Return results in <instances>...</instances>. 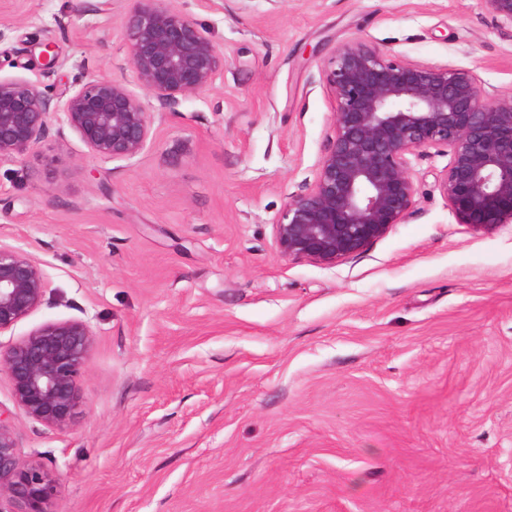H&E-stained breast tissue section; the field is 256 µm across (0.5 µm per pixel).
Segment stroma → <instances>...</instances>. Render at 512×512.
<instances>
[{"label": "stroma", "mask_w": 512, "mask_h": 512, "mask_svg": "<svg viewBox=\"0 0 512 512\" xmlns=\"http://www.w3.org/2000/svg\"><path fill=\"white\" fill-rule=\"evenodd\" d=\"M224 49L132 161L51 127L0 165V245L42 269L0 333L92 331L73 423L15 404L55 512H512V224L458 223L449 156L411 158L403 223L333 266L282 256L273 224L333 135L325 68L363 40L512 95V35L486 0H173ZM127 0H0V75L51 93L131 82ZM54 41L61 67L44 70Z\"/></svg>", "instance_id": "stroma-1"}]
</instances>
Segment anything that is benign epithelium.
<instances>
[{
    "label": "benign epithelium",
    "instance_id": "obj_1",
    "mask_svg": "<svg viewBox=\"0 0 512 512\" xmlns=\"http://www.w3.org/2000/svg\"><path fill=\"white\" fill-rule=\"evenodd\" d=\"M124 19L135 88L84 72L77 88L51 95L37 79L0 77V165L24 157L52 124L74 130L90 155L132 160L147 149L163 106L200 95L224 77V51L168 0H128ZM512 31V0H486ZM326 80L335 99L333 136L306 191L288 197L273 224L282 255L326 266L361 254L416 205L410 156L444 148L440 188L458 223L512 224V95L496 98L470 71L407 61L356 41L341 46ZM45 296L39 265L0 246V333ZM90 328L50 322L0 351V369L23 413L50 429L71 425L80 404ZM55 482L20 458L9 418L0 417V512H54Z\"/></svg>",
    "mask_w": 512,
    "mask_h": 512
}]
</instances>
